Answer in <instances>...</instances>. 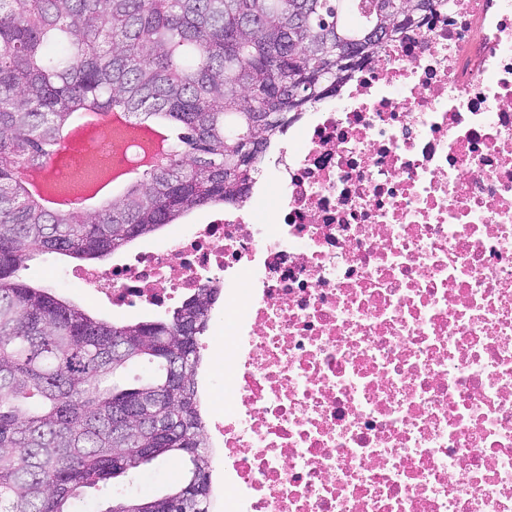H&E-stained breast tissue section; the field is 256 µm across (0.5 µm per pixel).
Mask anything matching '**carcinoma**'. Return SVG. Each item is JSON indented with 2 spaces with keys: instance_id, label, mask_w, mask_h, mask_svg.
Instances as JSON below:
<instances>
[{
  "instance_id": "1",
  "label": "carcinoma",
  "mask_w": 512,
  "mask_h": 512,
  "mask_svg": "<svg viewBox=\"0 0 512 512\" xmlns=\"http://www.w3.org/2000/svg\"><path fill=\"white\" fill-rule=\"evenodd\" d=\"M440 0H0V512H78L159 457L161 493L102 512H208L212 460L197 386L214 291L117 324L22 277L40 252L99 259L206 205L248 197L272 140L336 94L401 11ZM175 133L168 160L98 210L44 207L18 171L47 166L82 112ZM280 115L261 122L257 114ZM153 374L128 383L126 368Z\"/></svg>"
}]
</instances>
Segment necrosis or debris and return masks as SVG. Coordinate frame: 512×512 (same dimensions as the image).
I'll list each match as a JSON object with an SVG mask.
<instances>
[{
	"mask_svg": "<svg viewBox=\"0 0 512 512\" xmlns=\"http://www.w3.org/2000/svg\"><path fill=\"white\" fill-rule=\"evenodd\" d=\"M75 277L120 311L217 291L210 512H512V0H442L248 201Z\"/></svg>",
	"mask_w": 512,
	"mask_h": 512,
	"instance_id": "4bbe7bcc",
	"label": "necrosis or debris"
}]
</instances>
